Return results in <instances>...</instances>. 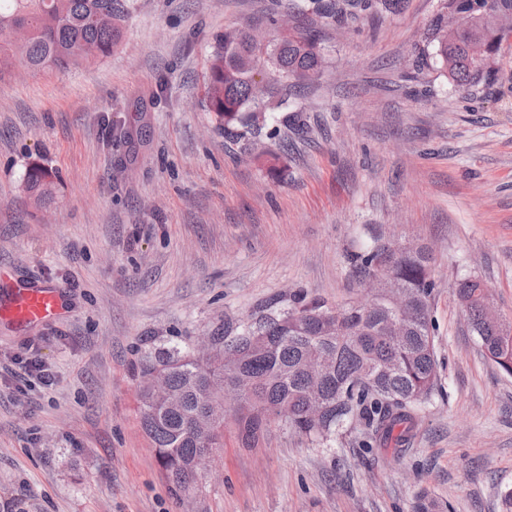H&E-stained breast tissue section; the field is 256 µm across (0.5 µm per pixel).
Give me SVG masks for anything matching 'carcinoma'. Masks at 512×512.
Here are the masks:
<instances>
[{
	"instance_id": "1",
	"label": "carcinoma",
	"mask_w": 512,
	"mask_h": 512,
	"mask_svg": "<svg viewBox=\"0 0 512 512\" xmlns=\"http://www.w3.org/2000/svg\"><path fill=\"white\" fill-rule=\"evenodd\" d=\"M349 2L311 0L288 15L296 20L310 9L338 20ZM132 8V0H0V72L17 60L38 71L78 68L92 61L87 44L106 57L120 45ZM511 40L512 0H443L424 33L440 73L463 91L494 76ZM261 65L295 89L323 76L325 58L314 35L295 26L266 48L245 29L216 36L205 102L225 127H259L265 104L257 103L253 81ZM56 187L48 168L29 167L23 191L35 206L48 204ZM432 262V253L418 244L377 242L351 257L363 281L384 272L393 277L394 287L383 289L370 309L354 302L332 307L300 289L285 306L227 322L215 341L237 360L224 375L248 383L253 393L224 410L208 432L195 427V416L220 398L213 360L176 345L145 351L138 373L161 370L170 399L139 389L141 425L174 495L196 487L206 467L202 449L223 447L228 417L247 441L277 419L329 448L355 423L364 425L363 447L404 452L422 406L438 392ZM455 295L485 357L512 377V319H492L490 291L479 276L460 280ZM446 509L426 492L413 506V512Z\"/></svg>"
}]
</instances>
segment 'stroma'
<instances>
[{"instance_id": "35a3bbf8", "label": "stroma", "mask_w": 512, "mask_h": 512, "mask_svg": "<svg viewBox=\"0 0 512 512\" xmlns=\"http://www.w3.org/2000/svg\"><path fill=\"white\" fill-rule=\"evenodd\" d=\"M273 8L135 0L107 58L0 75V301L13 282L52 283L64 310L0 318V512H412L421 491L447 512H505L512 378L454 289L478 275L512 317V47L494 83L464 92L412 67L440 0L320 19L321 80L281 90L261 133L225 127L203 99L213 38H271ZM34 162L57 182L42 209L22 191ZM376 235L435 256L440 389L407 450L361 447L359 426L323 448L280 421L247 446L229 421L175 496L140 424L142 353L223 334L300 288L359 299L350 258Z\"/></svg>"}]
</instances>
